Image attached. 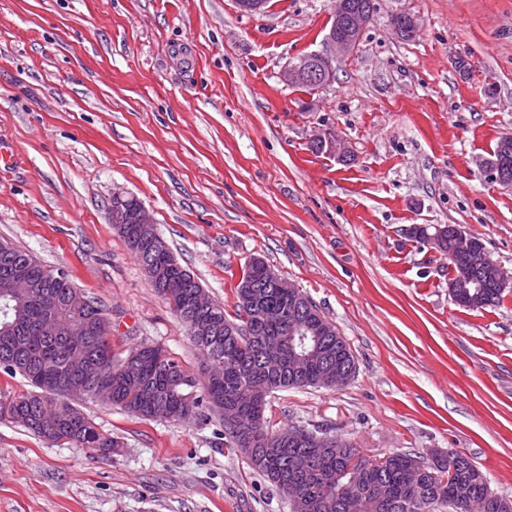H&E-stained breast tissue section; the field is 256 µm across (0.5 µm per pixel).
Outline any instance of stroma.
Wrapping results in <instances>:
<instances>
[{
  "label": "stroma",
  "mask_w": 512,
  "mask_h": 512,
  "mask_svg": "<svg viewBox=\"0 0 512 512\" xmlns=\"http://www.w3.org/2000/svg\"><path fill=\"white\" fill-rule=\"evenodd\" d=\"M373 4L310 93L280 74L325 50L334 0H0V238L68 271L116 348L156 345L194 374L184 324L112 228L113 193L142 201L226 314L263 257L357 361L343 387L272 393L273 429L338 434L372 461L457 451L512 500V288L458 305L447 259L408 233L459 225L512 273V187L481 170L512 137V0ZM325 129L350 161L311 150ZM27 389L0 373V512H291L220 413L138 420L79 400L120 443L103 457L6 415Z\"/></svg>",
  "instance_id": "1"
}]
</instances>
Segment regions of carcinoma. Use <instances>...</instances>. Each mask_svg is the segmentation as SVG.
I'll use <instances>...</instances> for the list:
<instances>
[{"mask_svg": "<svg viewBox=\"0 0 512 512\" xmlns=\"http://www.w3.org/2000/svg\"><path fill=\"white\" fill-rule=\"evenodd\" d=\"M141 206L136 197L124 196L120 209L129 223L115 232L142 267H151L145 274L152 287L185 324L191 343L211 352L214 366L208 370L199 392L193 375L175 359L166 356L158 362L142 352V345L122 357L112 350V339L90 337L82 354L86 366L83 396L93 397L92 375L112 371L111 405L136 418H151L148 405L154 399L166 402L177 419L199 415L203 408L223 413L232 407L237 410L239 429H224L228 447L242 449L255 440L274 441V431L265 417L268 394L285 388L317 387L323 370L338 360L356 367L351 348L329 321L317 337L318 354L299 373L290 375L288 331L301 321L316 329L325 315L313 303L301 304L297 300L299 289L277 287L278 273L263 258L246 264L235 285V319H229L224 306L217 302L208 310L194 309L192 301L202 291V285L178 261L169 245L158 246L139 235V225L130 220ZM455 244L454 236L447 231L431 243L442 254H454L450 260V283L459 280L460 267L467 263V257L456 252ZM32 261L34 257L28 251L9 241L0 248V371L11 377L18 374L31 386L12 403V415L17 423L41 438L109 454L115 448L114 437L99 431L76 407L60 421L58 435H47L41 429L43 406L62 401L67 395L54 375H35L32 370L45 362L67 368L75 353L68 336L38 335L34 318L51 305L65 322L80 329L89 323L91 315L102 312V307L91 298L86 311L69 310L64 296L74 287L71 275L39 261H34L37 275L50 278L52 284L40 289L38 298L15 296L3 287L1 278ZM248 292L254 294L261 307L281 309L283 319L277 323L259 320L248 304ZM503 292L494 274L473 269L456 289L455 302L472 309L484 308L498 303ZM230 321L253 336H280L283 344L266 350L242 336L236 340L227 337L224 324ZM357 454V448L344 439L331 448H319L303 440L268 447L261 456L249 455L247 459L283 495L293 490L298 503L295 512H448L450 502L460 504V512H512L504 508L507 500L492 493L484 473L462 454L455 477L445 484L426 475L415 476L418 460L409 453L395 452L380 465L363 459L352 471L350 463Z\"/></svg>", "mask_w": 512, "mask_h": 512, "instance_id": "obj_1", "label": "carcinoma"}]
</instances>
